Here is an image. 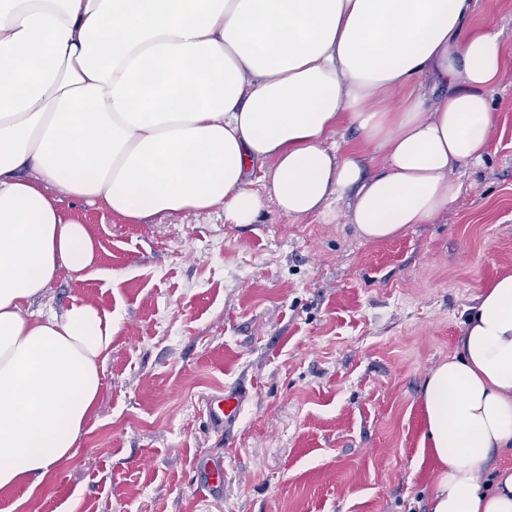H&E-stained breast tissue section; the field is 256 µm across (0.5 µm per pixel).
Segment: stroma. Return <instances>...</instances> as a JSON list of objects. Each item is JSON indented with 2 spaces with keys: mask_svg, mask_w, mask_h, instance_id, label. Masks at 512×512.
Returning <instances> with one entry per match:
<instances>
[{
  "mask_svg": "<svg viewBox=\"0 0 512 512\" xmlns=\"http://www.w3.org/2000/svg\"><path fill=\"white\" fill-rule=\"evenodd\" d=\"M472 24L500 31L507 61L488 152L455 170V203L395 238L272 204L253 224L220 209L131 224L49 191L98 248L34 306L90 301L116 333L74 457L35 491L0 490V512H428L422 386L512 271V0H479ZM240 382L228 443L203 399ZM202 457L224 460L207 496Z\"/></svg>",
  "mask_w": 512,
  "mask_h": 512,
  "instance_id": "obj_1",
  "label": "stroma"
}]
</instances>
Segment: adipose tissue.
I'll return each instance as SVG.
<instances>
[{"mask_svg": "<svg viewBox=\"0 0 512 512\" xmlns=\"http://www.w3.org/2000/svg\"><path fill=\"white\" fill-rule=\"evenodd\" d=\"M478 0H0V490H35L93 415L112 315L30 309L95 259L56 190L131 222L335 214L389 240L453 204L504 69ZM354 127L383 162L336 136ZM430 512H512V272L426 378Z\"/></svg>", "mask_w": 512, "mask_h": 512, "instance_id": "ef3b65f1", "label": "adipose tissue"}]
</instances>
